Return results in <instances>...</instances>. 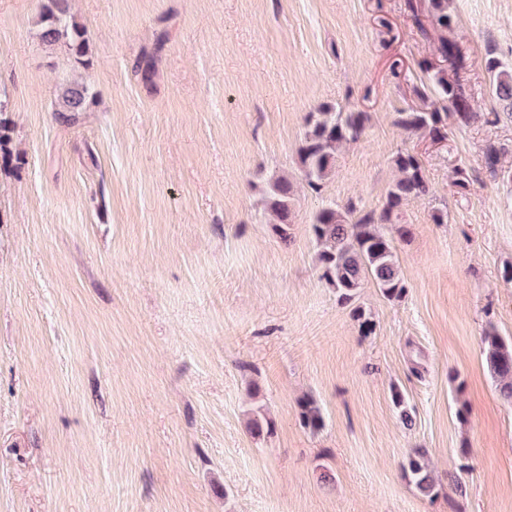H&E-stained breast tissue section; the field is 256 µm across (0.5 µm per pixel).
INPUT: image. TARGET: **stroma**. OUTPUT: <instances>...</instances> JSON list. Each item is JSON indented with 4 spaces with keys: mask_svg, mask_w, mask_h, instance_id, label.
I'll use <instances>...</instances> for the list:
<instances>
[{
    "mask_svg": "<svg viewBox=\"0 0 512 512\" xmlns=\"http://www.w3.org/2000/svg\"><path fill=\"white\" fill-rule=\"evenodd\" d=\"M41 4L0 0V512H512V402L481 343L512 339V118L485 70L512 64V0H449L477 116L437 142L396 123L440 104L414 93L438 57L405 0H72L85 70L42 43ZM80 76L95 97L60 122ZM323 103L369 121L316 192L297 150ZM404 150L431 184L399 214L406 291L342 303L313 217L381 210ZM282 175L285 241L264 208ZM417 450L430 496L402 471ZM94 98L91 88L75 78L57 87L53 112L60 119L70 121L77 112H85ZM300 419L305 428L317 432L324 428L325 418L321 408L313 399H306L299 405Z\"/></svg>",
    "mask_w": 512,
    "mask_h": 512,
    "instance_id": "35a3bbf8",
    "label": "stroma"
}]
</instances>
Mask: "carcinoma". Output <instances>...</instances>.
Masks as SVG:
<instances>
[{
    "label": "carcinoma",
    "mask_w": 512,
    "mask_h": 512,
    "mask_svg": "<svg viewBox=\"0 0 512 512\" xmlns=\"http://www.w3.org/2000/svg\"><path fill=\"white\" fill-rule=\"evenodd\" d=\"M407 9L420 34L436 39V53L448 63L447 71L426 66L446 105L430 112L402 111L398 113L397 124L409 132L441 140L447 136L448 116H453L461 125L469 124L475 117L466 83L469 57L458 42L448 38L453 23L448 13V0H407ZM39 37L47 45L66 40L71 59L83 66L88 64L86 28L76 21L70 0H44L39 14ZM485 68L493 76L492 93L503 110L512 115V66L489 58ZM93 98L91 88L84 81L72 79L57 87L54 112L69 121L72 115L87 111ZM367 121L365 112H342L330 105H321L308 114L307 130L298 148V162L301 175L312 190H320L335 169L337 146L359 140ZM394 164L399 177L388 190L380 213L358 212L352 207L341 210L328 205L313 218L311 232L318 246L320 278L335 288L339 299L345 303L355 298L366 281L375 284L389 300L405 293L403 274L393 246V234L403 235L396 218L404 201L427 196L430 187L423 165L414 153H397ZM293 193V183L281 177L273 182L265 199L267 210L277 218L273 230L284 241L289 237L292 224ZM482 343L487 366L499 381L500 393L512 400V340L491 330L485 333ZM300 419L304 427L314 432L325 426L323 412L312 399L300 403ZM249 432L259 440L265 439L273 434L272 422L255 417L249 422ZM404 474L420 493H434L437 483L423 454L409 457Z\"/></svg>",
    "instance_id": "cac0c4a2"
}]
</instances>
